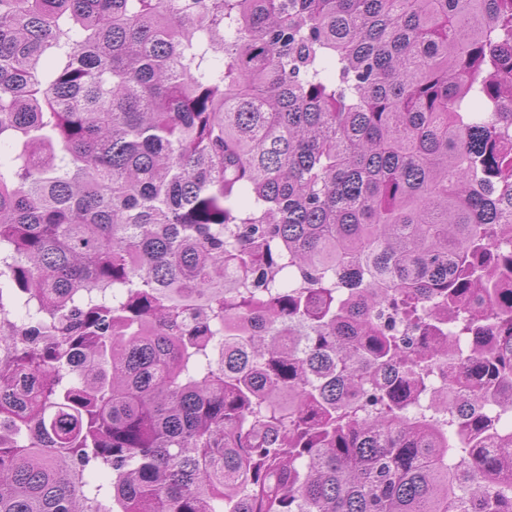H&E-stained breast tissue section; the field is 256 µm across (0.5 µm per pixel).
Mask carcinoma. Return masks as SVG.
I'll use <instances>...</instances> for the list:
<instances>
[{
	"label": "carcinoma",
	"instance_id": "obj_1",
	"mask_svg": "<svg viewBox=\"0 0 512 512\" xmlns=\"http://www.w3.org/2000/svg\"><path fill=\"white\" fill-rule=\"evenodd\" d=\"M3 144L0 512H512V0H0Z\"/></svg>",
	"mask_w": 512,
	"mask_h": 512
}]
</instances>
